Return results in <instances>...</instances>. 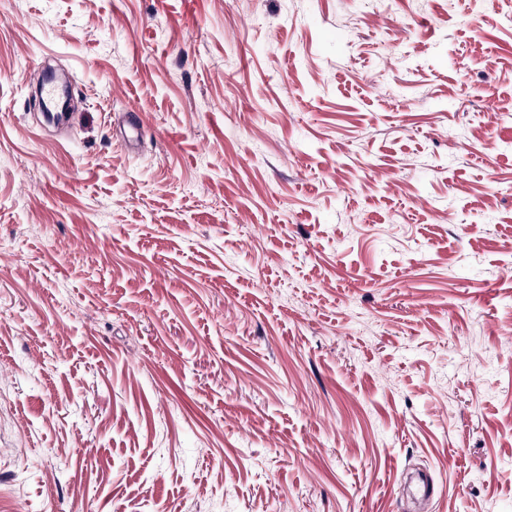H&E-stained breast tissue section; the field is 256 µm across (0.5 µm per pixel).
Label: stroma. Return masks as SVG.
Here are the masks:
<instances>
[{
    "label": "stroma",
    "instance_id": "35a3bbf8",
    "mask_svg": "<svg viewBox=\"0 0 512 512\" xmlns=\"http://www.w3.org/2000/svg\"><path fill=\"white\" fill-rule=\"evenodd\" d=\"M511 11L0 0V512H512Z\"/></svg>",
    "mask_w": 512,
    "mask_h": 512
}]
</instances>
